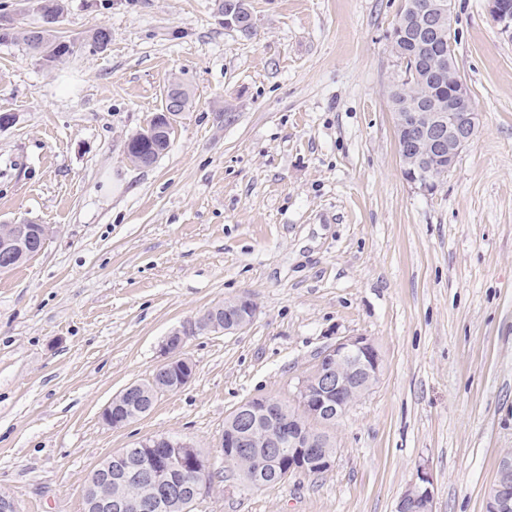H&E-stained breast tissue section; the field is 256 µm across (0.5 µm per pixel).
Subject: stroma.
I'll return each mask as SVG.
<instances>
[{
	"instance_id": "stroma-1",
	"label": "stroma",
	"mask_w": 512,
	"mask_h": 512,
	"mask_svg": "<svg viewBox=\"0 0 512 512\" xmlns=\"http://www.w3.org/2000/svg\"><path fill=\"white\" fill-rule=\"evenodd\" d=\"M250 2L249 36L215 0H64L62 62L0 43V113L18 117L0 129V224L53 230L0 274V490L20 512H85L102 460L172 435L209 465L194 512H395L421 470L434 512H485L512 451V39L488 0H454L480 125L429 192L402 174L387 98L401 0ZM175 82L192 103L166 153L135 165L126 142ZM243 296L245 330L187 338L184 388L103 423L171 329ZM354 334L383 373L326 427L331 468L245 488L224 464L226 418L293 402ZM139 383H131L127 385L124 389H122L118 394H116L109 403L104 407L101 419L102 421L112 427L118 428L122 427L126 423L125 419H121L116 411L119 407L123 406L124 401L127 397L132 396L134 393L138 392L137 387Z\"/></svg>"
}]
</instances>
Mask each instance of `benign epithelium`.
Instances as JSON below:
<instances>
[{
  "label": "benign epithelium",
  "mask_w": 512,
  "mask_h": 512,
  "mask_svg": "<svg viewBox=\"0 0 512 512\" xmlns=\"http://www.w3.org/2000/svg\"><path fill=\"white\" fill-rule=\"evenodd\" d=\"M489 11L500 31L512 37V0H489ZM452 5L449 0H413L409 13L398 15L400 25L427 36L419 43L427 74L433 83H448V111L432 112L428 102L409 108H392L402 171L406 180L423 189L431 188V159L448 158L453 167L461 151L473 140L479 127V113L471 106L467 84L453 59L433 52L435 42L453 38ZM221 22L224 28L246 34L251 31L244 15L227 11ZM51 228L44 224L0 225V272L13 270L17 259L44 250ZM256 305L247 297L210 308L198 318L175 328L162 342V360L155 366L150 382L159 383L164 392H175L193 377L194 365L182 357L186 339L205 328L224 326V333H238L254 319ZM383 355L373 339L362 334L344 336L324 350L315 366L303 376L290 407L273 397L251 398L232 412L233 423L224 430V461L233 471L254 463L253 449L278 450L277 481L295 471L307 470L312 463L318 471L328 470L333 461L329 437L315 425L341 418L348 408L368 395L382 374ZM131 383L104 407L101 419L118 428L126 423L116 411L127 397L137 392ZM142 446L165 448L164 461L149 460L142 470L146 493L129 501H112V461L91 472L85 498L93 512H112V507L130 508L134 512H154L160 500L178 499L189 512L209 489L207 461L197 456L198 449L185 439L169 440L165 435L141 441ZM178 470L200 479L188 486L173 483ZM433 484L425 472L398 500L396 512H433ZM485 512H512V455L505 454L498 476L487 492Z\"/></svg>",
  "instance_id": "obj_1"
}]
</instances>
